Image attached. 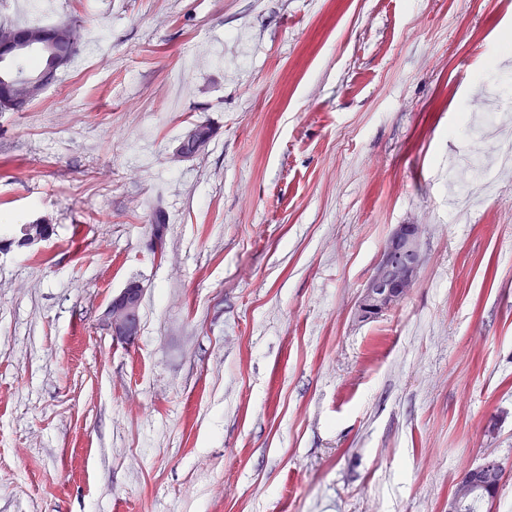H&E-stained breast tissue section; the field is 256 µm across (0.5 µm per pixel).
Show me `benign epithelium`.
Wrapping results in <instances>:
<instances>
[{
	"mask_svg": "<svg viewBox=\"0 0 512 512\" xmlns=\"http://www.w3.org/2000/svg\"><path fill=\"white\" fill-rule=\"evenodd\" d=\"M204 138L193 128L176 149V157L186 159L189 150L203 146ZM37 224L19 229V237L0 244V254L9 251L12 244L30 247L44 240L36 232ZM423 265L421 225L398 224L385 242L380 257L360 291L354 315L360 321L379 318L402 305L415 287ZM143 288L130 282L112 297L105 311L102 325L119 341H132L139 333V309ZM503 466L490 454L475 467L462 471L456 479L458 493L448 500V512H456L461 496L470 489L492 487L499 489Z\"/></svg>",
	"mask_w": 512,
	"mask_h": 512,
	"instance_id": "7a95c632",
	"label": "benign epithelium"
}]
</instances>
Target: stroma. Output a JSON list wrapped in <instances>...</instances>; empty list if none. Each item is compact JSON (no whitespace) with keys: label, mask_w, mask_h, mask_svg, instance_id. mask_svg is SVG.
<instances>
[{"label":"stroma","mask_w":512,"mask_h":512,"mask_svg":"<svg viewBox=\"0 0 512 512\" xmlns=\"http://www.w3.org/2000/svg\"><path fill=\"white\" fill-rule=\"evenodd\" d=\"M51 2L74 62L0 112V238L52 228L0 256V512H448L488 453L512 512V169L448 202L477 133L512 143L472 109L512 85V7ZM398 224L417 285L356 321ZM143 297V288L130 282L112 297L105 311L102 325L111 333L112 339L132 341L139 333V309Z\"/></svg>","instance_id":"stroma-1"}]
</instances>
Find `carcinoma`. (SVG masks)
Here are the masks:
<instances>
[{
    "instance_id": "carcinoma-1",
    "label": "carcinoma",
    "mask_w": 512,
    "mask_h": 512,
    "mask_svg": "<svg viewBox=\"0 0 512 512\" xmlns=\"http://www.w3.org/2000/svg\"><path fill=\"white\" fill-rule=\"evenodd\" d=\"M13 37L15 40H33L41 44L38 52V72H56L70 60L79 42V30L71 21H60L54 24L14 25L1 23L0 37ZM19 57L11 61L9 69L15 72V77L0 79V112H23L42 91L33 88L30 83L21 78L25 69ZM490 502L489 496L482 488L471 491L461 499L457 512H483Z\"/></svg>"
}]
</instances>
